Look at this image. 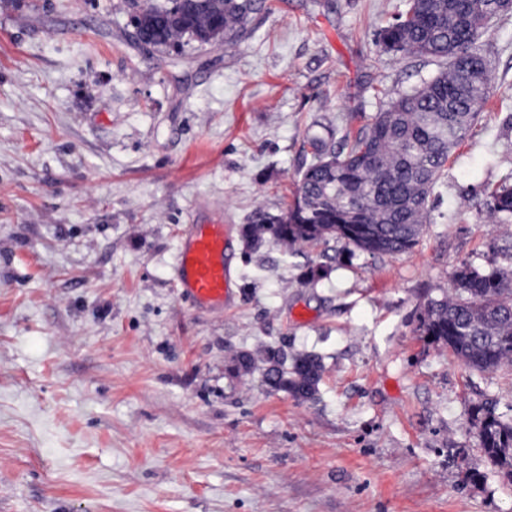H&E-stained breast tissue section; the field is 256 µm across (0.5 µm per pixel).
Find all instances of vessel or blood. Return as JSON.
Returning <instances> with one entry per match:
<instances>
[{
	"mask_svg": "<svg viewBox=\"0 0 512 512\" xmlns=\"http://www.w3.org/2000/svg\"><path fill=\"white\" fill-rule=\"evenodd\" d=\"M230 235L227 224H193L181 242L174 276L184 294L196 303L220 308L229 297L233 283L228 263Z\"/></svg>",
	"mask_w": 512,
	"mask_h": 512,
	"instance_id": "obj_1",
	"label": "vessel or blood"
}]
</instances>
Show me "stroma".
Wrapping results in <instances>:
<instances>
[{
    "label": "stroma",
    "mask_w": 512,
    "mask_h": 512,
    "mask_svg": "<svg viewBox=\"0 0 512 512\" xmlns=\"http://www.w3.org/2000/svg\"><path fill=\"white\" fill-rule=\"evenodd\" d=\"M239 42L142 47L126 0H0V512H512L470 422L512 367L419 329L463 262L512 267V13L490 96L400 255L247 247L233 301L184 298L187 225L285 210L308 141L342 145L437 62L381 52L405 0H270ZM327 273L308 280L309 269ZM315 352V400L234 351ZM488 206L492 214L512 217V183L503 184L488 193Z\"/></svg>",
    "instance_id": "obj_1"
}]
</instances>
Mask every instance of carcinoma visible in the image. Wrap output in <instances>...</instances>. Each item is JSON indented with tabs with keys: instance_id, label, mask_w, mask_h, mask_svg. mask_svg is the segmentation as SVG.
Instances as JSON below:
<instances>
[{
	"instance_id": "obj_1",
	"label": "carcinoma",
	"mask_w": 512,
	"mask_h": 512,
	"mask_svg": "<svg viewBox=\"0 0 512 512\" xmlns=\"http://www.w3.org/2000/svg\"><path fill=\"white\" fill-rule=\"evenodd\" d=\"M130 9L135 41L154 49L186 42L230 45L268 11L266 0H130ZM502 15L498 0H408L405 11L379 30L378 45L393 55L440 60L443 67L369 117L355 135H345L341 149L310 139L312 159L291 204L280 215L257 210L252 223L241 227L247 244L259 246L267 234L287 247L338 239L369 254L415 248L439 175L472 134L489 98V62L478 40ZM488 206L492 214L512 216V183L491 190ZM420 327L469 369L511 365L512 270L461 263L448 292L425 305ZM258 361L269 390L315 399L324 372L319 355L290 357L269 347L259 357L235 356L247 372ZM471 422L480 447L512 481V419L497 413L491 399L474 409Z\"/></svg>"
}]
</instances>
